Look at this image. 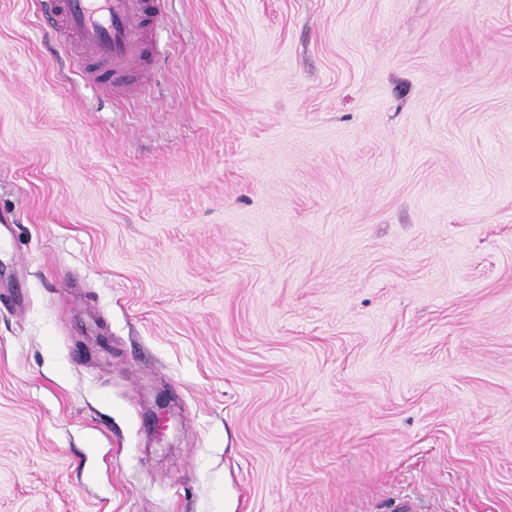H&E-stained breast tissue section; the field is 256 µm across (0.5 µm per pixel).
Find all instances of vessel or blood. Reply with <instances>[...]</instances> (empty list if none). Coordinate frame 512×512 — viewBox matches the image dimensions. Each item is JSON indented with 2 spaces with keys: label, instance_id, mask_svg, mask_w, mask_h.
I'll return each mask as SVG.
<instances>
[{
  "label": "vessel or blood",
  "instance_id": "1",
  "mask_svg": "<svg viewBox=\"0 0 512 512\" xmlns=\"http://www.w3.org/2000/svg\"><path fill=\"white\" fill-rule=\"evenodd\" d=\"M55 32L76 48L83 73L106 88L126 87L129 67L142 56L163 0H55Z\"/></svg>",
  "mask_w": 512,
  "mask_h": 512
}]
</instances>
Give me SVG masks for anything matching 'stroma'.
<instances>
[{"instance_id": "stroma-1", "label": "stroma", "mask_w": 512, "mask_h": 512, "mask_svg": "<svg viewBox=\"0 0 512 512\" xmlns=\"http://www.w3.org/2000/svg\"><path fill=\"white\" fill-rule=\"evenodd\" d=\"M36 2L0 512H512V0H171L132 96Z\"/></svg>"}]
</instances>
